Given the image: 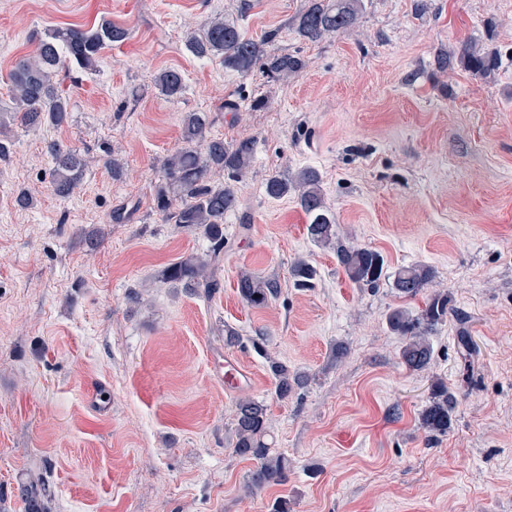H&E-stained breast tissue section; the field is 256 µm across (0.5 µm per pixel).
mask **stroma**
I'll return each instance as SVG.
<instances>
[{"label":"stroma","mask_w":512,"mask_h":512,"mask_svg":"<svg viewBox=\"0 0 512 512\" xmlns=\"http://www.w3.org/2000/svg\"><path fill=\"white\" fill-rule=\"evenodd\" d=\"M300 4L0 0L2 109L10 68L48 30L129 31L97 70L58 74L71 124L15 128L0 160V512H25L18 488L34 473L50 488L47 512H268L279 498L290 512H512V0H363L355 31L318 43L293 29ZM215 16L251 38L275 32L269 50L305 68L282 82L197 56L187 26ZM466 40L497 53L494 77L436 73L435 55ZM165 68L185 78L177 99L153 87ZM188 112L207 113L225 142L256 140L210 297L161 276L209 249L154 207ZM50 138L92 159L65 201L47 176ZM106 144L126 178L99 163ZM305 167L351 241L390 270L435 269L454 312L430 338L427 370L403 364L386 325L390 308L419 300L352 283L310 241L295 195H266L269 174ZM21 188L34 199L26 210L14 205ZM118 209L124 220L111 221ZM299 259L315 267L313 287H294ZM244 271L277 280L278 297L247 306ZM220 351L250 384L224 391L210 370ZM270 356L309 377L288 400L275 395ZM436 379L458 405L431 438L420 414ZM248 396L268 404L267 441L288 458L287 479L252 495L254 463L232 453L234 404Z\"/></svg>","instance_id":"obj_1"}]
</instances>
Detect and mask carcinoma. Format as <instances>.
Wrapping results in <instances>:
<instances>
[{
	"label": "carcinoma",
	"mask_w": 512,
	"mask_h": 512,
	"mask_svg": "<svg viewBox=\"0 0 512 512\" xmlns=\"http://www.w3.org/2000/svg\"><path fill=\"white\" fill-rule=\"evenodd\" d=\"M362 0H302L295 18L298 36L316 43L355 28L361 14ZM129 31L110 23L95 29H55L39 39L31 56L19 58L9 74L14 107L0 112V160L9 154L14 122L28 130L44 127L61 128L72 121V104L62 95L54 77L64 65L84 70L97 67L102 50L109 44L128 38ZM275 37L270 33L262 40L245 37L238 24L220 17L203 22L197 32L188 35L187 43L198 56L219 57L224 67L248 74L259 70L273 78L286 81L296 77L305 67L303 58L290 53H273L267 44ZM440 72L459 68L485 79L499 67L498 57L486 52L476 43L467 41L459 47L441 52L435 59ZM158 93L173 100L185 87L182 73L175 69L159 71L154 76ZM182 146L162 162V182L155 195V209L169 224H180L202 231L210 242V250L203 257H186L164 270V280L187 290L212 295L221 284L217 271L224 256V214L241 206L235 182L249 169L255 152L254 138L242 137L232 143L211 135L207 116L188 112L182 118ZM51 160L50 184L60 199L72 196L88 169V160L76 149L57 140L47 141ZM99 161L110 170L112 178L120 180L127 174L125 162L102 148ZM227 172L228 180L214 183L213 176ZM265 194L273 199L292 192L300 209L308 218L307 235L322 249L333 252L336 264L350 281L375 288L384 279L404 298L424 296V305L413 313L404 307L391 309L386 317L388 329L404 341L401 359L407 368L422 371L431 363L433 349L430 336L446 321L450 313V299L445 290L427 292L436 278L433 267L415 264L388 272L384 257L372 249L361 247L341 237L336 219L329 211L321 187V176L313 168H302L295 174L269 175L264 185ZM316 275L315 268L303 259L294 262L290 276L294 283L308 287ZM237 291L250 307L264 308L276 298V282L251 272H243L237 280ZM268 369L275 381V394L286 400L303 388L309 380L305 374L293 372L284 362L269 357ZM458 403L448 385L436 380L431 385L428 404L421 414V427L433 436L448 433ZM270 425V412L263 400L242 397L234 407L233 426L235 444L233 453L256 462L245 485L252 494L264 487L285 480L288 476V458L274 453L265 441ZM19 494L27 504L28 512H41V502L50 490L40 476H32L19 487Z\"/></svg>",
	"instance_id": "carcinoma-1"
}]
</instances>
